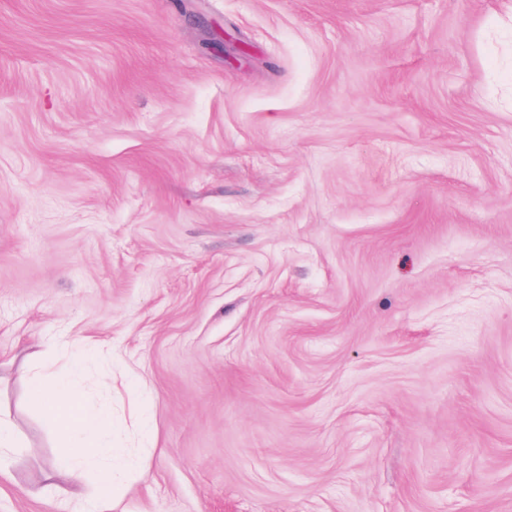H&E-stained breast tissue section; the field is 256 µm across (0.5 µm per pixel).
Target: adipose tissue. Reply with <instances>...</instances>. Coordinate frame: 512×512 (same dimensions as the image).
I'll return each instance as SVG.
<instances>
[{
    "label": "adipose tissue",
    "mask_w": 512,
    "mask_h": 512,
    "mask_svg": "<svg viewBox=\"0 0 512 512\" xmlns=\"http://www.w3.org/2000/svg\"><path fill=\"white\" fill-rule=\"evenodd\" d=\"M69 367L51 373L50 363L28 373L23 385L39 406L44 422L57 429L66 447L57 469L79 486L89 487L95 512H112V503L138 469L137 462L112 446V423L102 411L81 407L83 373L87 353L65 345ZM77 412H69V405Z\"/></svg>",
    "instance_id": "1"
}]
</instances>
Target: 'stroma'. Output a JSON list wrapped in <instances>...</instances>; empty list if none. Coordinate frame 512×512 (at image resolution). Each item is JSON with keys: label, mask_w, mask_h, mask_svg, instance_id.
<instances>
[{"label": "stroma", "mask_w": 512, "mask_h": 512, "mask_svg": "<svg viewBox=\"0 0 512 512\" xmlns=\"http://www.w3.org/2000/svg\"><path fill=\"white\" fill-rule=\"evenodd\" d=\"M500 20L0 0V512L80 494L21 384L55 341L143 460L115 512H512ZM16 448H21V444L11 422L0 417V467L7 462Z\"/></svg>", "instance_id": "obj_1"}]
</instances>
